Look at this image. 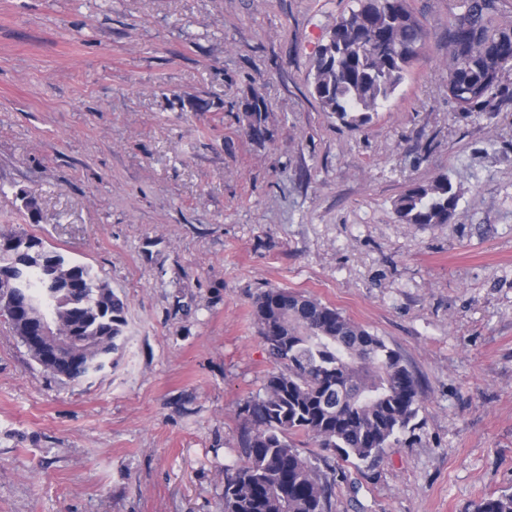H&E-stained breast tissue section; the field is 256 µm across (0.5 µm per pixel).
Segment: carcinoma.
<instances>
[{"label": "carcinoma", "mask_w": 512, "mask_h": 512, "mask_svg": "<svg viewBox=\"0 0 512 512\" xmlns=\"http://www.w3.org/2000/svg\"><path fill=\"white\" fill-rule=\"evenodd\" d=\"M501 0H462L448 24V96L464 114L482 111L503 92L512 67V24L501 21ZM428 33L409 0H354L317 50L311 87L322 109L358 130L389 101L417 61ZM245 113L249 132L266 133L262 102ZM459 195L440 175L414 182L394 202L405 224H447ZM0 231V269L20 286L0 318L23 341L39 335L47 315L61 333L78 337L77 360L61 376L78 381L108 362L126 325L125 303L92 269L45 249V264L27 267ZM253 315L270 357L280 369L264 393L243 408L242 462L227 475L224 512H332L336 483L301 456L293 438L306 436L341 459L371 464L420 408L418 381L401 355L336 308L303 294L270 288ZM473 512H512V492L490 495Z\"/></svg>", "instance_id": "obj_1"}]
</instances>
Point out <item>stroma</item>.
Instances as JSON below:
<instances>
[{"label":"stroma","mask_w":512,"mask_h":512,"mask_svg":"<svg viewBox=\"0 0 512 512\" xmlns=\"http://www.w3.org/2000/svg\"><path fill=\"white\" fill-rule=\"evenodd\" d=\"M459 4L410 0L423 55L352 130L310 87L352 0H0V230L92 267L127 319L79 381L0 323V512H224L240 411L277 369L252 315L269 288L335 307L419 382L374 465L299 445L335 466L334 512H472L512 490V72L460 115ZM443 174L450 223H402L395 200Z\"/></svg>","instance_id":"1"}]
</instances>
